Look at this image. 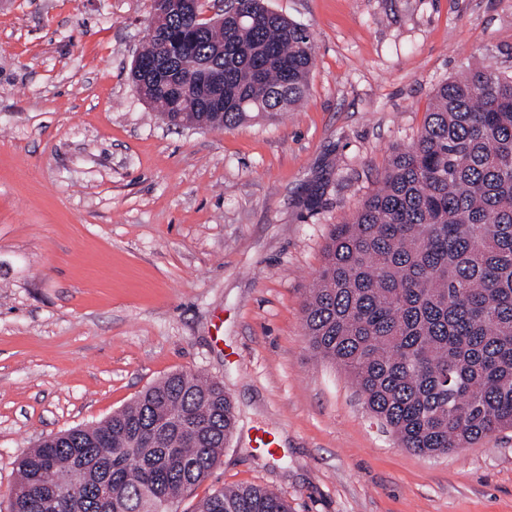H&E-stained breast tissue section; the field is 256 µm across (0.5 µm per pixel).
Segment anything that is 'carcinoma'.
<instances>
[{
    "label": "carcinoma",
    "instance_id": "obj_1",
    "mask_svg": "<svg viewBox=\"0 0 512 512\" xmlns=\"http://www.w3.org/2000/svg\"><path fill=\"white\" fill-rule=\"evenodd\" d=\"M182 79L224 70L223 128L276 117L307 96L311 36L263 0H152ZM149 102L176 127H212L193 89ZM309 348L343 369L401 447L427 456L512 428V75L467 68L435 91L423 128L382 187L330 230L303 305ZM236 427L224 385L178 372L94 425L39 443L18 463L11 512H172L205 480ZM197 512H290L278 492L219 488Z\"/></svg>",
    "mask_w": 512,
    "mask_h": 512
}]
</instances>
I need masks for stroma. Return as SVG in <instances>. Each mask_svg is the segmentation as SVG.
Returning a JSON list of instances; mask_svg holds the SVG:
<instances>
[{
	"instance_id": "1",
	"label": "stroma",
	"mask_w": 512,
	"mask_h": 512,
	"mask_svg": "<svg viewBox=\"0 0 512 512\" xmlns=\"http://www.w3.org/2000/svg\"><path fill=\"white\" fill-rule=\"evenodd\" d=\"M264 4L312 37L308 96L217 130L166 124L132 85L151 0H0V512L28 448L186 371L222 381L238 422L176 512L249 484L293 512H512V429L401 448L302 312L331 226L436 88L512 73V0ZM264 426L277 456L249 445Z\"/></svg>"
}]
</instances>
